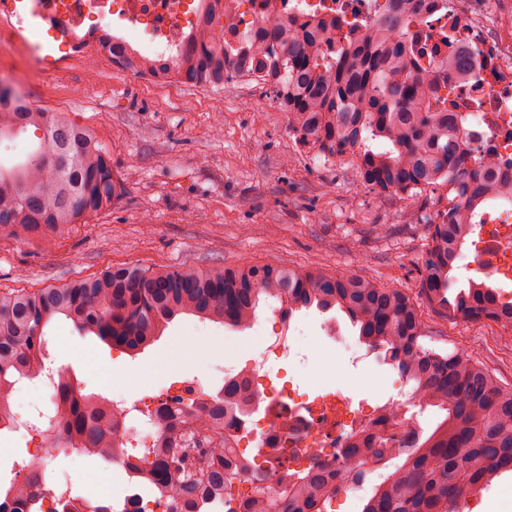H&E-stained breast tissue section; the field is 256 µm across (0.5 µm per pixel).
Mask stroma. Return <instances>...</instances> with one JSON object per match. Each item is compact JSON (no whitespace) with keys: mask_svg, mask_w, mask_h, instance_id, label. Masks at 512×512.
<instances>
[{"mask_svg":"<svg viewBox=\"0 0 512 512\" xmlns=\"http://www.w3.org/2000/svg\"><path fill=\"white\" fill-rule=\"evenodd\" d=\"M1 77L106 144L123 190L110 211L61 234L0 238V289L58 287L125 264L209 268L250 261L359 275L412 297L428 346L463 348L512 384V328L448 317L421 293L420 270L431 225L448 203L446 187L417 195L361 187L350 157L300 146L270 90L254 80L231 78L217 91L71 57L41 75L16 43H0ZM294 318L312 363L275 361L272 371L304 391L324 383L375 407L389 399L397 369L360 344L344 313L312 308ZM272 323L264 313L237 330L183 314L135 356L74 332L72 346L89 350L93 363L73 370L89 393L152 396L167 381L207 382L219 360L246 362ZM328 324L355 357L326 337Z\"/></svg>","mask_w":512,"mask_h":512,"instance_id":"stroma-1","label":"stroma"}]
</instances>
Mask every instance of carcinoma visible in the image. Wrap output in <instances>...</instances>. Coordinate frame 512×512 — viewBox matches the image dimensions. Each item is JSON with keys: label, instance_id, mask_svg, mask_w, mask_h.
Returning <instances> with one entry per match:
<instances>
[{"label": "carcinoma", "instance_id": "1", "mask_svg": "<svg viewBox=\"0 0 512 512\" xmlns=\"http://www.w3.org/2000/svg\"><path fill=\"white\" fill-rule=\"evenodd\" d=\"M391 2L357 40L346 38L329 51L321 45L336 40V21L267 17L239 37L226 12L218 21L205 19L173 60H134L114 40L112 62L218 90L228 77L259 81L287 113L297 142L327 157L350 155L361 185L380 194L448 187V209L433 224L421 270L422 292L454 319L512 327V301H501L486 283L471 281L450 292L475 212L493 199L512 200V179L491 155L471 156L460 113L448 107L443 91L442 73L468 74L471 58L460 50L434 60L438 46L452 48L447 35L438 45L411 37L408 29L420 22L419 0ZM28 133L34 138L28 151L0 163V236L24 241L112 208L119 186L106 147L65 113L33 104L0 80V144ZM271 301L286 303L291 314L340 310L368 349L384 354L415 386L420 411L443 412L427 433L410 428L397 445L360 435L336 466L316 464L278 480V512H327L346 479L362 484L369 468L400 456L403 463L375 484L362 512H457L477 489L512 471V384L461 348L427 347V326L403 290L301 267L126 265L61 287L0 292V402L16 377L36 374L47 329L57 321L111 348L138 352L181 314L245 329ZM72 375L59 378L56 408L64 419L45 436L47 446L63 443L93 462H107L120 431L112 401L84 393ZM251 402L248 377L240 375L208 400L161 407L159 439L142 456H126V476L184 512H206L209 500L232 503L237 475L253 464L234 452V429L226 421L246 416ZM62 496L47 467L31 469L23 482L0 489V512H38L44 499Z\"/></svg>", "mask_w": 512, "mask_h": 512}]
</instances>
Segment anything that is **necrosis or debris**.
I'll return each mask as SVG.
<instances>
[{
	"label": "necrosis or debris",
	"instance_id": "1",
	"mask_svg": "<svg viewBox=\"0 0 512 512\" xmlns=\"http://www.w3.org/2000/svg\"><path fill=\"white\" fill-rule=\"evenodd\" d=\"M388 7L389 0H0V21L7 26L8 39L24 45L37 57L41 70L49 73L58 62L41 52L46 35L75 54L85 53L89 40L105 34L132 49L171 58L211 13L232 11L238 32L246 33L270 12L287 14L296 22L318 16L352 23ZM492 11L491 0H448L442 7L423 0L421 22L412 32L422 38L444 29L449 41L466 46L484 81L479 84L449 72V98L467 116L472 153H489L508 163L512 161V28L490 22ZM478 217L493 223L496 231L475 252L468 269L491 274L511 269L512 202L501 201L496 211L484 210ZM270 312L279 328L260 337L247 366L260 409L236 430L238 448L259 449L261 469L239 474L242 492L235 512H249L257 490L287 479L292 471L315 462H335L354 432L369 426L381 437L398 440L415 423L410 416L414 392L402 385L391 398L399 411L386 421L365 406H353L349 396L327 385L319 386L312 396L289 381L273 386L267 370L270 358L290 361L298 358L299 351L295 328L283 306L273 304ZM112 407L124 415L118 447L157 441L160 428L150 419L153 406L141 399H116Z\"/></svg>",
	"mask_w": 512,
	"mask_h": 512
}]
</instances>
